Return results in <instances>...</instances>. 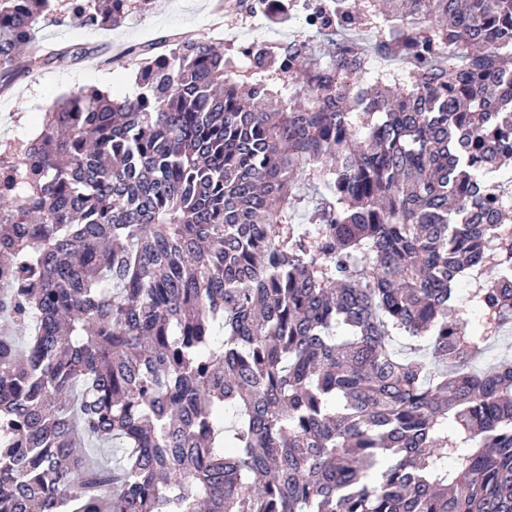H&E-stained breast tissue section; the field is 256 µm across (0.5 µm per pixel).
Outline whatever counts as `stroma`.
Segmentation results:
<instances>
[{
  "label": "stroma",
  "instance_id": "35a3bbf8",
  "mask_svg": "<svg viewBox=\"0 0 512 512\" xmlns=\"http://www.w3.org/2000/svg\"><path fill=\"white\" fill-rule=\"evenodd\" d=\"M216 11L214 0H153L149 12L134 15L113 29H94L57 10L39 26V40L60 46L81 43L109 56L118 47L155 40L167 34L188 33L224 43L240 44L244 29L253 36L277 43L288 42L300 26L295 19L271 20L238 10L236 0H224ZM136 66H99L89 61L56 68L31 66L13 88L0 94V154H18L21 145L39 128L43 115L55 102L80 86L93 84L121 99L138 93Z\"/></svg>",
  "mask_w": 512,
  "mask_h": 512
}]
</instances>
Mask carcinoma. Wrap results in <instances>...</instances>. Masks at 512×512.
Returning <instances> with one entry per match:
<instances>
[{
  "label": "carcinoma",
  "mask_w": 512,
  "mask_h": 512,
  "mask_svg": "<svg viewBox=\"0 0 512 512\" xmlns=\"http://www.w3.org/2000/svg\"><path fill=\"white\" fill-rule=\"evenodd\" d=\"M52 2L0 0V93L87 54L41 52ZM305 2L273 59L129 46L140 93L0 155V512H512V359L474 369L512 332V0Z\"/></svg>",
  "instance_id": "1"
}]
</instances>
